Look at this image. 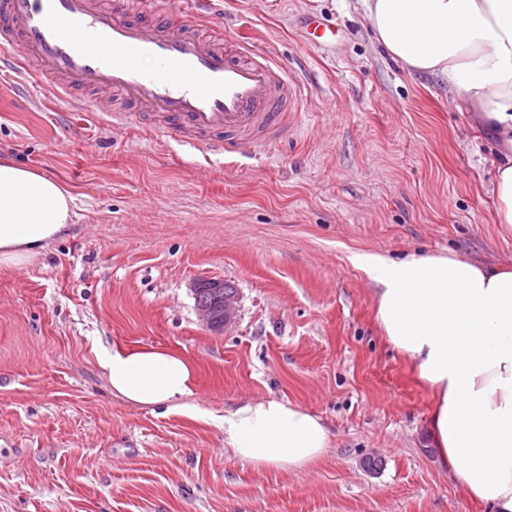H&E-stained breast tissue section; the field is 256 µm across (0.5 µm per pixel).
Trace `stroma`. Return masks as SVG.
Listing matches in <instances>:
<instances>
[{
	"mask_svg": "<svg viewBox=\"0 0 512 512\" xmlns=\"http://www.w3.org/2000/svg\"><path fill=\"white\" fill-rule=\"evenodd\" d=\"M222 2L225 38L252 34L302 82L274 152L218 159L139 119L109 131L0 72V158L78 197L59 241L0 270V512H482L438 466L433 398L354 257L512 266L492 135L376 45L361 0ZM311 13L336 45L306 41ZM210 278L240 295L222 332L190 289ZM114 346L191 360L207 419L113 396L97 355ZM271 397L324 420L325 457L258 469L225 448L217 417Z\"/></svg>",
	"mask_w": 512,
	"mask_h": 512,
	"instance_id": "1",
	"label": "stroma"
}]
</instances>
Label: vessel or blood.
Returning <instances> with one entry per match:
<instances>
[{"mask_svg": "<svg viewBox=\"0 0 512 512\" xmlns=\"http://www.w3.org/2000/svg\"><path fill=\"white\" fill-rule=\"evenodd\" d=\"M306 38L336 37L319 17ZM0 70L48 81L104 128L151 113L174 141L249 156L297 128L299 94L269 51L224 37L216 0H0Z\"/></svg>", "mask_w": 512, "mask_h": 512, "instance_id": "vessel-or-blood-1", "label": "vessel or blood"}]
</instances>
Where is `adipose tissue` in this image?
Listing matches in <instances>:
<instances>
[{
	"label": "adipose tissue",
	"mask_w": 512,
	"mask_h": 512,
	"mask_svg": "<svg viewBox=\"0 0 512 512\" xmlns=\"http://www.w3.org/2000/svg\"><path fill=\"white\" fill-rule=\"evenodd\" d=\"M374 40L407 72L447 83L499 149L495 221L512 227V0H363ZM76 197L54 177L0 162V269H21L61 238ZM379 324L433 397L436 460L487 512H512V267L451 254L363 258ZM98 364L114 395L200 413L196 369L153 347L116 346ZM224 445L255 467L291 470L331 446L323 420L284 399L242 402L222 420Z\"/></svg>",
	"instance_id": "1"
}]
</instances>
